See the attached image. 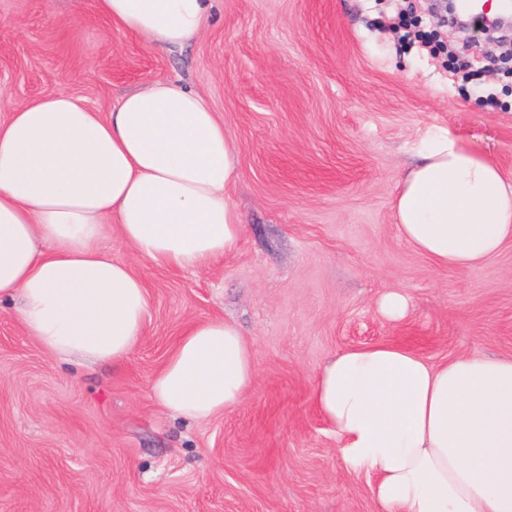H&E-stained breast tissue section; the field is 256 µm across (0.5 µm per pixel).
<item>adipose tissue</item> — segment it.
<instances>
[{
    "label": "adipose tissue",
    "instance_id": "1",
    "mask_svg": "<svg viewBox=\"0 0 512 512\" xmlns=\"http://www.w3.org/2000/svg\"><path fill=\"white\" fill-rule=\"evenodd\" d=\"M211 0H97L100 15L158 48L199 37ZM224 122L202 95L161 80L108 116L59 92L0 125V304L52 357L124 363L150 307L144 281L103 240L190 269L228 256L243 226ZM401 237L436 266H478L512 241V182L445 131L433 132L394 199ZM258 359L234 323L190 324L150 382L173 418L236 407ZM311 401L347 468L371 477L377 512H512V357L430 363L377 343L327 359Z\"/></svg>",
    "mask_w": 512,
    "mask_h": 512
}]
</instances>
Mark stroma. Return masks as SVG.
<instances>
[{"label":"stroma","mask_w":512,"mask_h":512,"mask_svg":"<svg viewBox=\"0 0 512 512\" xmlns=\"http://www.w3.org/2000/svg\"><path fill=\"white\" fill-rule=\"evenodd\" d=\"M506 36L441 23L432 0H212L172 51L110 25L96 0H0V123L65 91L109 112L173 80L224 120L234 252L156 267L120 238L113 259L151 303L123 366L65 363L0 308V512H377L310 399L321 364L404 343L438 364L512 356V243L470 269L439 268L394 222L398 184L445 129L512 182ZM410 303L383 317L388 291ZM236 323L257 351L253 388L203 423L171 418L149 382L190 322ZM377 306L379 311L392 321H400L404 319L408 309L406 297L398 292H387L382 294Z\"/></svg>","instance_id":"stroma-1"}]
</instances>
